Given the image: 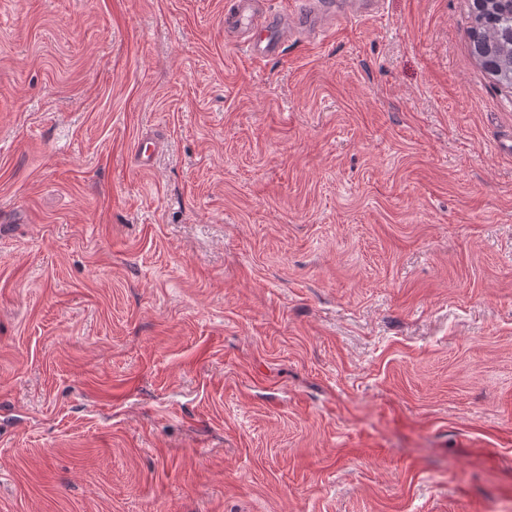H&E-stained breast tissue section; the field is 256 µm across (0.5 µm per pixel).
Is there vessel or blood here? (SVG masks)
<instances>
[{
	"label": "vessel or blood",
	"mask_w": 512,
	"mask_h": 512,
	"mask_svg": "<svg viewBox=\"0 0 512 512\" xmlns=\"http://www.w3.org/2000/svg\"><path fill=\"white\" fill-rule=\"evenodd\" d=\"M253 2L236 0V11L224 19V31L241 35L245 53L256 61L277 57L287 39L312 37L342 20L373 17L383 5V0H289L287 9L264 13Z\"/></svg>",
	"instance_id": "vessel-or-blood-1"
}]
</instances>
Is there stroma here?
I'll return each mask as SVG.
<instances>
[{
    "mask_svg": "<svg viewBox=\"0 0 512 512\" xmlns=\"http://www.w3.org/2000/svg\"><path fill=\"white\" fill-rule=\"evenodd\" d=\"M225 2L0 0V512H512L472 0L263 62Z\"/></svg>",
    "mask_w": 512,
    "mask_h": 512,
    "instance_id": "1",
    "label": "stroma"
}]
</instances>
